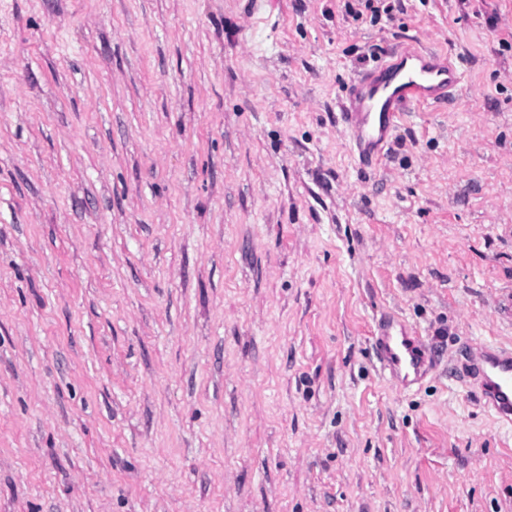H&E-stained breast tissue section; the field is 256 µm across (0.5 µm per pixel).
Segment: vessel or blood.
<instances>
[{"label":"vessel or blood","instance_id":"vessel-or-blood-1","mask_svg":"<svg viewBox=\"0 0 512 512\" xmlns=\"http://www.w3.org/2000/svg\"><path fill=\"white\" fill-rule=\"evenodd\" d=\"M460 70L437 51L413 44L395 46L384 60L351 82L341 100V120L354 154L370 167L387 152L394 131L412 106L448 103ZM375 342L391 385L406 391L419 384L431 364L420 336L404 323H379ZM467 361L486 409L512 425V348L474 344Z\"/></svg>","mask_w":512,"mask_h":512}]
</instances>
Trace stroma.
I'll use <instances>...</instances> for the list:
<instances>
[{"mask_svg":"<svg viewBox=\"0 0 512 512\" xmlns=\"http://www.w3.org/2000/svg\"><path fill=\"white\" fill-rule=\"evenodd\" d=\"M462 73L365 170L339 100ZM435 347L396 391L373 332ZM512 0H0V512H512ZM470 377L486 409L512 425V348L474 344L467 356Z\"/></svg>","mask_w":512,"mask_h":512,"instance_id":"stroma-1","label":"stroma"}]
</instances>
